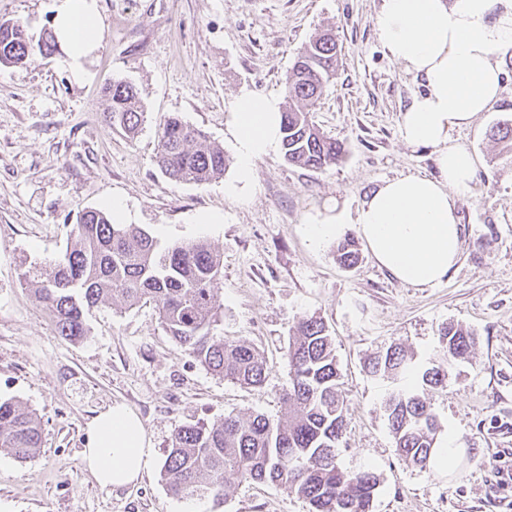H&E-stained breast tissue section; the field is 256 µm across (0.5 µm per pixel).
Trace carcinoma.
Masks as SVG:
<instances>
[{
    "mask_svg": "<svg viewBox=\"0 0 512 512\" xmlns=\"http://www.w3.org/2000/svg\"><path fill=\"white\" fill-rule=\"evenodd\" d=\"M57 43L49 33L33 41L17 22H0V65L30 64L53 54ZM338 47L332 34L316 35L295 58L284 81L288 108L282 112L284 156L290 164L325 170L339 162L343 143L326 136L309 112L333 76ZM112 127L130 138L138 134L146 111L136 86L114 79L104 89ZM491 137L512 151V121L491 130ZM156 163L175 183L199 184L224 174V150L206 143L205 134L177 115L158 129ZM354 238L336 245V260L357 265ZM41 281L22 274L24 284L53 318L58 335L78 341L87 334L86 313L101 302L118 299L132 307L153 300L169 336L214 374L242 385L259 386L266 378L263 354L241 340H217L211 329L218 319L224 257L208 241L162 246L132 224H115L109 211H82L71 241L48 260ZM475 336L448 325L441 333L445 362L416 361L399 344L368 360L373 375L400 381L411 375V387L397 386L384 402V413L400 456L427 469L437 443L439 424L421 393L445 383L453 367L470 358ZM293 377L285 393L291 415L274 422L263 414L247 418L227 415L218 424L180 425L174 431L162 466L169 490L182 498L226 496L227 475L271 482L304 499L308 512H372L379 485L372 469L342 470L336 463L345 428V405L339 392V368L324 322L299 321L287 349ZM41 440L36 414L12 399L0 400V448L18 459L33 456Z\"/></svg>",
    "mask_w": 512,
    "mask_h": 512,
    "instance_id": "1",
    "label": "carcinoma"
}]
</instances>
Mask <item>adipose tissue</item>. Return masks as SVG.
<instances>
[{
	"mask_svg": "<svg viewBox=\"0 0 512 512\" xmlns=\"http://www.w3.org/2000/svg\"><path fill=\"white\" fill-rule=\"evenodd\" d=\"M49 10L58 61L83 80L102 41L97 0H49ZM376 27L388 55L423 85L401 114V138L432 148L439 174L385 180L347 220L396 279L432 285L459 259L457 203L473 191L476 162L455 134L501 97L498 57L512 48V0H382ZM281 121L277 98L240 97L231 121L238 171L226 194L244 199L257 161L281 142ZM347 220L316 212L308 236L317 243L340 236ZM82 462L102 487L136 483L154 463L141 419L122 404L100 412L89 425Z\"/></svg>",
	"mask_w": 512,
	"mask_h": 512,
	"instance_id": "obj_1",
	"label": "adipose tissue"
}]
</instances>
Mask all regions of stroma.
I'll return each mask as SVG.
<instances>
[{"label":"stroma","mask_w":512,"mask_h":512,"mask_svg":"<svg viewBox=\"0 0 512 512\" xmlns=\"http://www.w3.org/2000/svg\"><path fill=\"white\" fill-rule=\"evenodd\" d=\"M102 47L76 81L51 56L0 66V399L36 412L40 450L20 460L0 449V512H308L302 498L271 483L229 476L223 502L171 494L161 467L175 429L233 414L288 416L286 357L296 323L324 321L346 404L336 462L372 468L380 484L372 512H512V154L489 131L512 119V49L499 56L507 82L499 101L461 135L476 160L472 196L460 200L461 253L441 283H403L363 252L340 267L335 241L313 244L305 220L332 204L355 212L384 180L431 176L432 149L403 142L402 111L422 89L382 46L381 0H98ZM0 19L50 31L47 0H0ZM341 48L336 74L310 119L346 153L320 171L274 152L255 165L247 201L226 196L237 171L230 133L246 93L282 97L301 48L322 29ZM134 82L148 113L138 136L113 130L103 86ZM179 115L224 150L222 177L179 184L155 163L157 131ZM121 198L131 224L160 244L207 240L224 254L221 312L213 336L245 340L267 361L246 387L190 357L165 331L155 302L101 303L88 332L58 336L49 313L21 282L63 252L78 211ZM206 212L220 224H201ZM474 331L468 361L429 393L443 433L457 446L444 471L419 468L396 451L383 413L392 380L364 362L397 343L417 360L441 363L440 333ZM141 418L155 453L142 480L97 484L81 461L91 419L114 404Z\"/></svg>","instance_id":"1"}]
</instances>
